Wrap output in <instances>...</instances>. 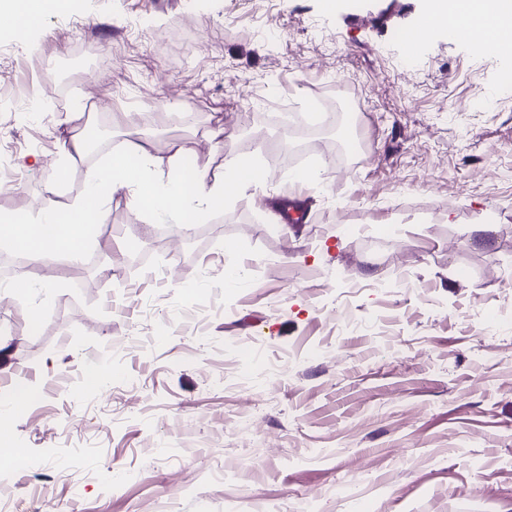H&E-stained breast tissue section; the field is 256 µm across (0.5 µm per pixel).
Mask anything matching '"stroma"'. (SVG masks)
Masks as SVG:
<instances>
[{"label":"stroma","mask_w":512,"mask_h":512,"mask_svg":"<svg viewBox=\"0 0 512 512\" xmlns=\"http://www.w3.org/2000/svg\"><path fill=\"white\" fill-rule=\"evenodd\" d=\"M421 7L72 0L34 31L0 27V84L34 81L33 51L90 48L110 104L94 116L61 73L34 110L0 111L22 175L1 214L36 213L50 186L71 203L133 127L215 172L265 130L250 157L268 174L186 234L117 191L83 259L0 290V397L36 392L10 416L23 459L0 466V496L20 512H512V59L443 33L406 56ZM315 99L344 111L289 149L283 122ZM351 119L373 162L337 152ZM93 122L97 148L62 156ZM299 165L313 178L289 185ZM284 199L307 223L274 221ZM92 361L110 371L96 390Z\"/></svg>","instance_id":"obj_1"}]
</instances>
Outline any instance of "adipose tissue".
I'll list each match as a JSON object with an SVG mask.
<instances>
[{"label":"adipose tissue","mask_w":512,"mask_h":512,"mask_svg":"<svg viewBox=\"0 0 512 512\" xmlns=\"http://www.w3.org/2000/svg\"><path fill=\"white\" fill-rule=\"evenodd\" d=\"M421 16L431 20L434 33L451 26L491 33L503 44L504 57L512 56V0H426ZM182 154V147L174 144L167 157H157L145 141L127 140L109 168L73 203L60 207L48 195L36 215L0 220V244L27 255L34 264L62 257L77 261L107 222L106 201L116 191L131 192L141 212L164 213L185 227L195 223L202 208L261 179L243 154L225 159L220 175L205 166L185 169Z\"/></svg>","instance_id":"ef3b65f1"}]
</instances>
